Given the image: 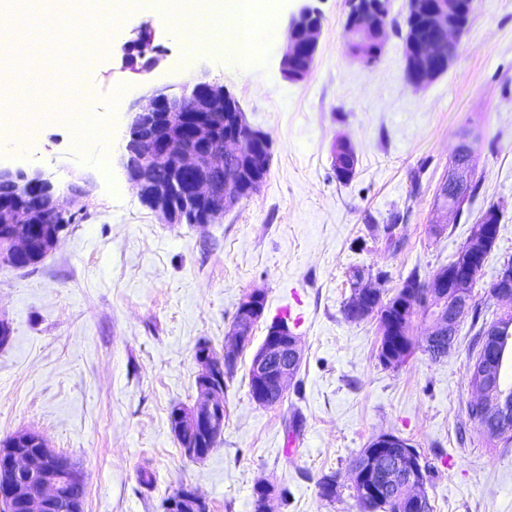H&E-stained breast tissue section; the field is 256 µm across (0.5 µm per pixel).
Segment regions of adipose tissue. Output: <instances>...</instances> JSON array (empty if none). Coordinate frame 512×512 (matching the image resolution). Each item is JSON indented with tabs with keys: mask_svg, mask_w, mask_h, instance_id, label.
Listing matches in <instances>:
<instances>
[{
	"mask_svg": "<svg viewBox=\"0 0 512 512\" xmlns=\"http://www.w3.org/2000/svg\"><path fill=\"white\" fill-rule=\"evenodd\" d=\"M134 8L172 13L183 39L193 48L208 47L224 51L236 59L241 55L245 33L251 20L261 12L259 0H225L217 7L214 0H134ZM232 28H225V20ZM47 79L29 75L14 99L0 108V129L14 142H26L27 118L43 108L42 89Z\"/></svg>",
	"mask_w": 512,
	"mask_h": 512,
	"instance_id": "obj_1",
	"label": "adipose tissue"
}]
</instances>
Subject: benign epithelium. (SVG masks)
<instances>
[{
    "instance_id": "1",
    "label": "benign epithelium",
    "mask_w": 512,
    "mask_h": 512,
    "mask_svg": "<svg viewBox=\"0 0 512 512\" xmlns=\"http://www.w3.org/2000/svg\"><path fill=\"white\" fill-rule=\"evenodd\" d=\"M391 5L392 0H348L346 29L350 57L369 63L380 53L384 25L368 30L363 26V18L373 14L385 21ZM405 6L407 13L427 19L425 35L413 44L414 75L407 77L410 84L420 86L451 64L453 57L441 54L439 48L458 40L459 23L470 17L474 0H455L454 18L450 17L448 6L433 5L427 0H405ZM320 29L319 11L311 5L301 7L291 17L288 47L281 58V71L286 79L305 78L309 66L299 60L303 51H316ZM151 47L152 35L144 26L123 46L124 67L150 72L155 63V58L147 57ZM226 112L233 116V124L220 133L214 117ZM244 131L254 141L250 149L245 147ZM269 159L264 134L251 129L236 98L216 81H200L179 94L166 87L152 90L147 102L132 117L122 164L142 203L167 223L212 224L260 188ZM0 181L14 183L21 197L36 191L59 215L86 194L84 187L75 182L69 183L66 190H59L53 177L41 170L0 167ZM497 234L498 225L492 221L475 225L459 261L448 270L436 271L428 280L425 305L433 319L428 345L436 346L437 351L453 345L457 326L465 316V297L483 270ZM0 235L7 238L8 250L0 255V262L6 264L15 254L48 253L59 232L32 223L30 212L17 204L0 206ZM380 296L381 289L376 286L356 284L348 302L351 319L361 321L374 315L372 300ZM495 296L512 301V260L500 266ZM393 307L406 318L420 309L409 288ZM264 312L261 293L246 295L227 333L231 347L219 355L205 342L197 346L198 399L192 406L179 405L174 409L182 450L188 458H206L223 434L224 377L235 367L239 351L250 345L254 327ZM381 336L379 363L385 367L401 364L409 337L401 334L393 319L382 325ZM484 342L488 348L481 349V356L470 367L480 393L472 410L495 435L505 437L512 434V397L494 390L492 373L503 360L502 351L512 344L508 312L485 326ZM300 361L299 342L288 325L271 324L249 365L253 402L260 406L278 404ZM419 472H425V467L417 451L408 447V441L393 434H381L369 443L361 466L353 470V483L365 495L382 501L402 484L408 488L416 486L414 475ZM0 474L4 477L0 506L7 508L16 500L24 512H53L71 487L84 486L81 469L48 446L36 454L14 448L10 455H1ZM167 512H208V505L196 489L185 487L177 499L167 504Z\"/></svg>"
}]
</instances>
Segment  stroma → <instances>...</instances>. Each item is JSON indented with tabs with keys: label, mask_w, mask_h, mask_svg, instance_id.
<instances>
[{
	"label": "stroma",
	"mask_w": 512,
	"mask_h": 512,
	"mask_svg": "<svg viewBox=\"0 0 512 512\" xmlns=\"http://www.w3.org/2000/svg\"><path fill=\"white\" fill-rule=\"evenodd\" d=\"M314 5L322 30L300 82L280 66L298 0H264L253 50L234 62L190 52L167 15L129 10L107 49L78 65L50 0L29 15L41 43L15 37L14 54L55 83L27 144L0 143V163L52 173L62 188L82 181L88 195L39 264L0 265V317L11 329L0 347V441L36 431L79 464L84 512H163V500L185 485L199 489L210 512H253L261 481L288 491L287 504L271 501L270 512H360L351 463L383 433L407 439L429 466L424 490L434 512H512V444L488 440L469 415L477 397L471 318L434 360L424 350L428 320L416 314L411 355L386 368L377 360V321L343 314L355 270L385 272L388 296L411 270L429 279L493 206L499 235L473 295L485 320L497 318L502 303L490 285L512 259V0H475L452 64L420 88L404 75V0H393L370 64L346 53V0ZM144 24L154 31L157 63L146 74L122 70V46ZM213 79L268 135L266 179L216 223H163L127 179L128 127L151 89L177 93ZM58 83L86 89L108 122L106 138L71 147L67 125L52 117ZM468 130L477 135L470 166L480 191L438 236L434 198ZM341 139L357 156L347 183L332 167ZM394 218L390 240L384 226ZM253 291L264 294L265 313L225 378L224 433L207 458L191 461L170 411L195 402L197 345L222 350ZM280 319L303 357L280 403L263 407L249 396L248 367ZM330 474L337 493L326 499L318 482Z\"/></svg>",
	"instance_id": "stroma-1"
}]
</instances>
